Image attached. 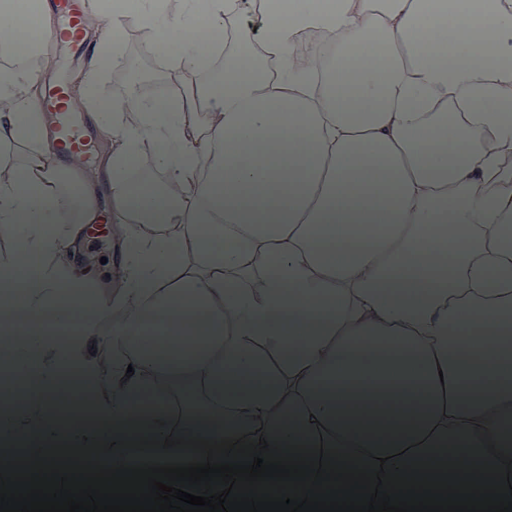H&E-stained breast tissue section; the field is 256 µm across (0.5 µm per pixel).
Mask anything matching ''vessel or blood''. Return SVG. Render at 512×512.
Returning <instances> with one entry per match:
<instances>
[{
    "mask_svg": "<svg viewBox=\"0 0 512 512\" xmlns=\"http://www.w3.org/2000/svg\"><path fill=\"white\" fill-rule=\"evenodd\" d=\"M41 3L59 18L61 29L54 36L57 50L82 54L86 47L82 38V0H41ZM47 110L50 114L47 134L59 138L61 150L72 171L82 172L92 162L91 147L82 134L86 122L85 112L74 106L60 91L54 94Z\"/></svg>",
    "mask_w": 512,
    "mask_h": 512,
    "instance_id": "obj_1",
    "label": "vessel or blood"
}]
</instances>
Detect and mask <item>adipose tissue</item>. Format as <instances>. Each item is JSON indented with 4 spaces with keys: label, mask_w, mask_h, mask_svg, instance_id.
Returning a JSON list of instances; mask_svg holds the SVG:
<instances>
[{
    "label": "adipose tissue",
    "mask_w": 512,
    "mask_h": 512,
    "mask_svg": "<svg viewBox=\"0 0 512 512\" xmlns=\"http://www.w3.org/2000/svg\"><path fill=\"white\" fill-rule=\"evenodd\" d=\"M188 4L113 5L101 51L129 71L128 31L155 48L175 38L170 69L204 70L207 32ZM225 30L224 81L186 85L143 107L97 102L91 129L108 144L88 176H72L43 136L39 68L0 71V356L42 369L58 358L43 329L60 305L82 314L67 360L96 377L98 423L58 446L54 401L37 394L9 419L25 454L10 464L157 467L224 461L185 428L191 414L232 419L208 444L307 440V460L411 478L412 458L452 438L480 451L506 482L512 452V0H210ZM318 32L327 52H304ZM109 191L120 289L90 296L62 256L100 222ZM203 343L161 365L131 350L129 329L170 336L182 304ZM464 345L480 363L471 367ZM248 353L273 376L254 417L247 401L213 409L200 391L214 355ZM347 361L374 378L417 376L412 399L379 402L387 445L319 380ZM477 369L468 402L455 383ZM157 420L148 451L127 448L135 409ZM93 454H74V447Z\"/></svg>",
    "instance_id": "adipose-tissue-1"
}]
</instances>
